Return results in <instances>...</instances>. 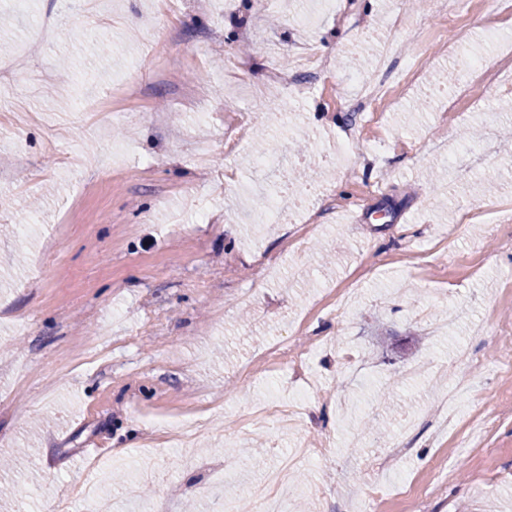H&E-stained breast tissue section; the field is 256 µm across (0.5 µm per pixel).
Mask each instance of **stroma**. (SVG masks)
Instances as JSON below:
<instances>
[{"label": "stroma", "instance_id": "1", "mask_svg": "<svg viewBox=\"0 0 512 512\" xmlns=\"http://www.w3.org/2000/svg\"><path fill=\"white\" fill-rule=\"evenodd\" d=\"M277 2L258 14L248 0L230 13L199 0H177L172 13L163 0H105L90 12L64 0H29L25 10L0 0L11 19L0 34V458L12 462L0 469V512L61 503L62 490L88 480L103 501L122 496L149 424L191 401L198 443L157 444L141 512H213L210 469L225 459L239 474L221 494L242 505V477L261 478L296 443L325 434L333 454L296 469L287 512H360L373 486L380 512H417L432 484L433 512H512V482L476 481L512 469V378L500 373L512 341L499 331L512 326V248L502 246L512 221L489 214L462 224L450 245L433 241L470 203L512 200V0L503 12L472 0L457 21L489 60L469 99L454 93L443 57L451 31L425 0L403 9L395 28L393 0H339L308 26L282 20L308 0ZM46 16L57 38L17 54ZM491 24L503 28L500 43L481 37ZM251 29L275 49L243 42ZM212 31L223 51L195 58ZM387 38L419 72L407 87L402 68L390 70L402 105L381 126L350 111L348 73L370 72ZM309 44L330 48L333 66L288 97L271 74ZM198 83L226 100L205 124L180 102ZM106 98L110 111H85V101ZM469 127L493 154L469 180L435 184ZM382 138L390 148L372 157ZM344 141L343 166L322 160L312 178L287 170L278 179L308 198L318 231L303 247L276 212L247 221L265 196L254 184L257 158L332 153ZM229 213L244 223H225ZM246 290L256 307L240 303ZM316 335L330 345L314 353L309 375L331 403H315L298 431L253 420L272 375L246 380L241 368L269 344L304 349ZM348 340L364 365L354 375L340 372ZM461 346L476 358L471 387L448 409L462 419L484 403L494 430L452 425L436 437L413 427L415 450L382 470L386 442L454 390ZM370 416L384 433H363Z\"/></svg>", "mask_w": 512, "mask_h": 512}]
</instances>
